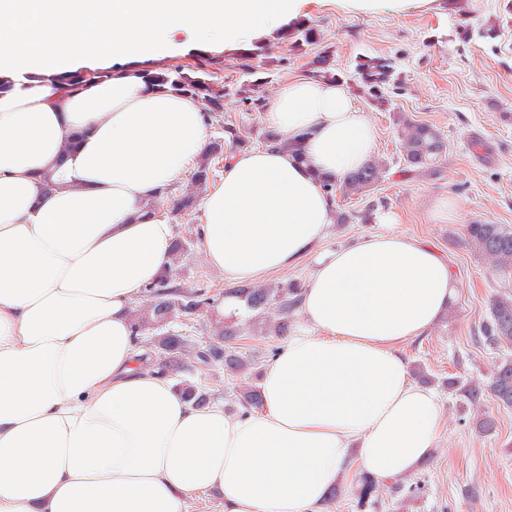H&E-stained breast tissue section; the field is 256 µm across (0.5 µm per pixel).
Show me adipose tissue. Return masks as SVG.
<instances>
[{
  "mask_svg": "<svg viewBox=\"0 0 512 512\" xmlns=\"http://www.w3.org/2000/svg\"><path fill=\"white\" fill-rule=\"evenodd\" d=\"M306 0H0V512H327L350 471L413 474L438 448L440 396L403 345L452 304L448 263L388 232L323 249V184L372 155L374 124L341 83L288 82L267 120L300 145L232 154L203 198L198 244L228 282L313 259L306 328L262 369L263 407H198L161 374L131 307L178 230L148 202L200 161L198 101L128 69L70 89L55 75L145 58L188 29L233 42ZM76 142L65 153V142ZM57 181L42 187L44 174Z\"/></svg>",
  "mask_w": 512,
  "mask_h": 512,
  "instance_id": "1",
  "label": "adipose tissue"
}]
</instances>
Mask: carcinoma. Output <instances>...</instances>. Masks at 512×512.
Returning a JSON list of instances; mask_svg holds the SVG:
<instances>
[{"label":"carcinoma","instance_id":"carcinoma-1","mask_svg":"<svg viewBox=\"0 0 512 512\" xmlns=\"http://www.w3.org/2000/svg\"><path fill=\"white\" fill-rule=\"evenodd\" d=\"M331 54L328 50L319 52L316 62L310 70L311 75L324 79H334ZM359 80L353 86L356 93L366 96L380 111L392 110L393 98L402 89L401 82L395 78V65L388 56L363 58L357 65ZM110 69H88L61 74L58 80L69 87H76L86 80L108 78ZM154 85L168 87L184 95L197 99L203 105L208 117L222 111L224 97L236 95L250 112H262L266 108V98L262 92L264 80L257 78L233 89L225 88L215 80V75L205 70L185 72L182 69H156L148 72ZM396 133L404 164L402 172L415 178L432 177L439 173V164L448 154V143L443 134L434 126L417 123L402 115L396 122ZM224 136L218 137L208 145L206 155L190 172L192 183L201 190L215 179L216 164L224 160L225 147H244L250 143L247 132L231 121L222 125ZM385 172V162L371 159L365 166L348 174L341 184L324 183V189L331 197L341 192L345 197L365 195L378 184ZM165 199L170 201L169 212L178 215L190 210L196 203V195H174L167 191ZM376 204L363 211H339L341 224L355 220L368 223L372 219ZM462 239L467 247L489 260L494 270L504 276L512 273V230L501 224L473 221L462 227ZM229 294L235 296L244 310L255 313L256 319L265 323L267 331L276 336L288 332L289 323L301 302V287L289 282L274 288L246 286L233 288ZM149 303L142 311L133 314L135 331L142 335L146 331L153 333L147 343L159 360V369L163 373L174 371L182 363L186 353H192L196 363L208 367L213 363H222L228 371L238 374L246 371L247 360L241 357L231 346L238 331L229 325L216 329L213 335L199 345L189 346L188 340L180 334L168 331L174 318L191 316L211 305L213 297L203 288L186 287L176 281L173 271H168L152 286L145 289ZM486 339L494 344L506 343L512 346V295L503 292L491 299L490 319L483 326ZM183 393L198 406L209 403L210 393L205 388L186 381L179 382ZM497 404L512 407V359L505 358L494 366L487 384ZM448 389L456 392L468 405L479 402L482 388L458 378L448 379ZM233 400L245 410L262 407V396L258 385L248 383L238 387ZM380 484L367 475L360 477L356 486L359 502L376 503Z\"/></svg>","mask_w":512,"mask_h":512}]
</instances>
